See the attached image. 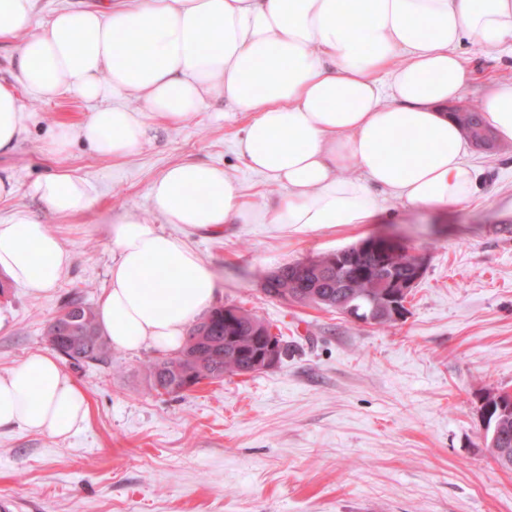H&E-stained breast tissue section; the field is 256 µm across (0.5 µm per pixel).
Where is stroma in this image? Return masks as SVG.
<instances>
[{"mask_svg": "<svg viewBox=\"0 0 512 512\" xmlns=\"http://www.w3.org/2000/svg\"><path fill=\"white\" fill-rule=\"evenodd\" d=\"M463 52L473 71L464 104H482L512 80L511 55L471 43ZM18 96L28 118L17 149L0 155V174L16 185L0 200V220L32 213L73 262L51 292L0 293L1 374L49 350L47 326L68 294L100 306L109 228L122 214L181 238L215 273L218 304L252 310L287 336L290 352L274 368L164 396L146 384L149 346L69 366L88 397L79 431L0 430V500L10 512H512V471L495 464L480 416L486 392L512 393V144L469 147L482 184L459 207L424 211L390 198L374 224L303 237L267 224L214 234L164 223L148 190L167 167L191 161L224 168L252 202L279 195L235 152L248 114L218 102L155 128L129 156H102L81 141L55 155L44 146L56 127L85 120L95 103ZM58 171L92 184L89 211L61 218L33 195L36 181ZM379 234L427 257L394 325H363L262 290L269 272Z\"/></svg>", "mask_w": 512, "mask_h": 512, "instance_id": "stroma-1", "label": "stroma"}]
</instances>
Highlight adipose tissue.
I'll use <instances>...</instances> for the list:
<instances>
[{
    "label": "adipose tissue",
    "instance_id": "ef3b65f1",
    "mask_svg": "<svg viewBox=\"0 0 512 512\" xmlns=\"http://www.w3.org/2000/svg\"><path fill=\"white\" fill-rule=\"evenodd\" d=\"M37 0H0V41L19 40L15 85L43 99L69 94L98 107L62 124L50 153L74 140L112 157L135 152L154 118L172 124L210 103L249 113L236 153L282 189L254 204L224 169L169 166L151 184L165 223L223 232L268 224L307 235L370 224L384 196L426 211L469 202L480 173L445 112L472 71L475 42L512 55V0H112L105 9L57 10L40 32ZM0 83V153L13 151L25 116ZM140 101V108L126 104ZM482 118L512 143V82L484 99ZM354 170L351 178L342 177ZM32 192L59 217L87 212L93 187L58 172ZM115 252L98 322L113 346L180 348L188 325L218 295L215 277L178 237L134 215L113 220ZM71 261L59 238L26 211L0 222V276L32 292L55 288ZM88 417V398L47 351L0 375V429L66 437Z\"/></svg>",
    "mask_w": 512,
    "mask_h": 512
}]
</instances>
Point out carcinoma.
Segmentation results:
<instances>
[{
	"instance_id": "cac0c4a2",
	"label": "carcinoma",
	"mask_w": 512,
	"mask_h": 512,
	"mask_svg": "<svg viewBox=\"0 0 512 512\" xmlns=\"http://www.w3.org/2000/svg\"><path fill=\"white\" fill-rule=\"evenodd\" d=\"M456 120L469 137L483 127L475 106L457 113ZM412 266L411 256L405 251L395 254L387 268L378 267V260L371 255L343 267L339 275L326 259L318 271L305 269L297 262L280 269L277 276L265 277L263 291L287 304L314 305L343 315L353 313L364 324L390 325L394 320L384 294L391 287V278H410ZM359 267L369 269L370 277H354ZM271 328L258 315L236 304L210 308L191 326L182 348L145 363L150 390L158 395L179 394L185 385L257 372L254 343ZM47 340L75 365L104 363L111 354L94 306L79 293L64 299L48 326ZM498 441L512 452V413L499 417Z\"/></svg>"
}]
</instances>
